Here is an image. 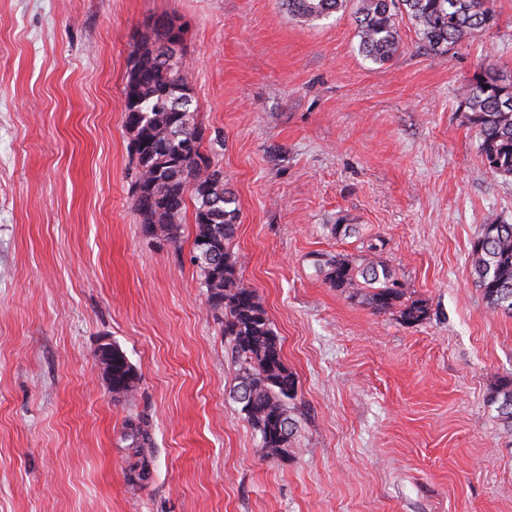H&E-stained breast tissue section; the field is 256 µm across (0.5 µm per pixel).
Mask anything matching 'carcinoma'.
I'll list each match as a JSON object with an SVG mask.
<instances>
[{
	"label": "carcinoma",
	"instance_id": "carcinoma-1",
	"mask_svg": "<svg viewBox=\"0 0 512 512\" xmlns=\"http://www.w3.org/2000/svg\"><path fill=\"white\" fill-rule=\"evenodd\" d=\"M352 5L361 54L384 64L399 50V24L408 19L424 45L443 52L494 24L489 0H284L288 15L313 23ZM465 119L476 128L478 149L492 173L512 177V81L489 65L461 87ZM124 128L136 161L133 210L145 233L177 243L181 217L194 202L195 237L191 261L200 270L208 308L220 322L224 343L238 374L232 399L239 414L260 436L266 457L282 459L293 447L296 420L291 409L298 381L283 359L282 346L255 289L246 285L240 257L232 250L240 206L224 185V172L204 153V131L193 107L183 58H161L159 35L145 33L133 44L123 87ZM378 245L369 243L354 260L336 255L317 263L331 287L377 314L398 310L409 324L426 320L428 308L405 298L403 284L385 264L372 261ZM474 285L495 311L512 314V224L481 226L469 253ZM140 376L120 346L112 345V399L135 396ZM500 420L512 428V383L490 396ZM124 439L133 450L127 481L142 488L154 470L148 423L128 419Z\"/></svg>",
	"mask_w": 512,
	"mask_h": 512
}]
</instances>
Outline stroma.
Instances as JSON below:
<instances>
[{
  "label": "stroma",
  "mask_w": 512,
  "mask_h": 512,
  "mask_svg": "<svg viewBox=\"0 0 512 512\" xmlns=\"http://www.w3.org/2000/svg\"><path fill=\"white\" fill-rule=\"evenodd\" d=\"M494 28L365 59L351 11L303 25L282 0H0V512H512V316L474 287L482 224H512L460 107L482 61L512 80V0ZM161 16L212 159L237 196L232 249L298 380L295 443L265 458L230 398L236 369L190 254L132 209L122 89ZM359 232L339 237L337 220ZM380 253L419 324L331 288L316 262ZM141 376L113 401L95 359ZM152 428L148 486L126 480L127 419ZM111 344V343H110ZM112 345V393L114 401H129L135 396L140 376L128 360L126 353L117 344ZM491 404H496L500 420L512 428V383L502 382L496 386L490 396Z\"/></svg>",
  "instance_id": "obj_1"
}]
</instances>
